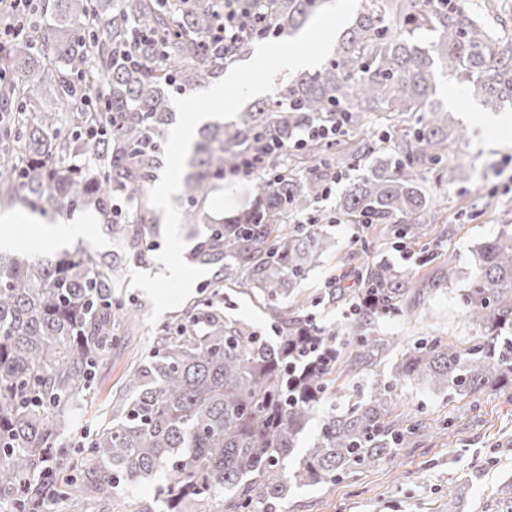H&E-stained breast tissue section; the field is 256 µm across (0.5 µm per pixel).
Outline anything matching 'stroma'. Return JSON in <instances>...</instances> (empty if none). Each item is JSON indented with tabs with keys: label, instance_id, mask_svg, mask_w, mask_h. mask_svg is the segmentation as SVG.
I'll use <instances>...</instances> for the list:
<instances>
[{
	"label": "stroma",
	"instance_id": "35a3bbf8",
	"mask_svg": "<svg viewBox=\"0 0 512 512\" xmlns=\"http://www.w3.org/2000/svg\"><path fill=\"white\" fill-rule=\"evenodd\" d=\"M461 91L462 107L454 111L466 139L449 144L448 163L456 168L452 183L428 177L425 186L438 203L440 218L426 235L411 243L412 257L398 250L389 226L365 227L337 219V207L347 187L360 178L359 168L346 164L343 178L333 184L329 196L315 200L318 213L328 215L324 227L336 242L335 252L321 258L307 278L287 299L291 307L312 313L319 323L343 332L353 302L351 292L339 299L331 294L346 270L372 259H386L405 271L412 284L422 285L441 273L429 252L453 256L460 270L454 288L425 295L406 312L383 318L379 331L410 343L424 336H442L467 346L476 334L457 301L473 267L472 250L484 240L512 231V126L482 138L479 127L487 109L470 91L460 90L454 77L438 72L436 98L447 102L453 91ZM360 244H353V237ZM128 306L138 309V333L127 346L117 347L104 359L94 396L80 410L63 445L75 446L85 432L93 430L100 413L119 390L130 370L135 352L147 350L153 330L147 324L151 304L139 289L124 286ZM226 316L251 324L268 333V308L251 293L232 288L219 293ZM398 351H389L376 367L356 375H339L338 391L319 407L299 446L315 441L320 420L332 409H344L350 399L367 391L372 380L387 378ZM399 412L415 417L435 431L433 440L420 448H405L366 469L347 472L336 482L290 491L279 512H448V493L457 491L460 512H512V503L498 488L512 480V402L491 389L470 398L455 399L411 383L399 393Z\"/></svg>",
	"mask_w": 512,
	"mask_h": 512
}]
</instances>
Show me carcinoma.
<instances>
[{"mask_svg":"<svg viewBox=\"0 0 512 512\" xmlns=\"http://www.w3.org/2000/svg\"><path fill=\"white\" fill-rule=\"evenodd\" d=\"M325 0H37V28L17 18L18 35L0 51V202L43 213L93 208L118 246L48 256L0 254V512H278L293 487L336 481L373 466L426 435L396 412L413 381L450 397L512 389V232L476 245L475 270L458 301L479 335L466 347L441 336L403 349L393 375L322 421L312 447L295 449L314 412L330 398L337 371L378 364L401 340L381 337L385 316L454 279L453 260L429 288L414 289L387 262L349 275L357 289L347 339L280 299L330 251L331 239L288 218L308 211L339 164L336 141L308 137L319 126L356 127L371 114L417 115L384 147L364 142L354 165L368 174L341 198L351 224H390L418 234L433 198L423 173L455 180L448 142L464 140L436 104V73L447 70L489 110L512 105V39L496 36L468 0H365L315 71L231 124L199 131L184 179L188 225L202 224L191 261L217 267L213 295L158 326L66 467L53 466L72 411L93 394L119 320L120 267L144 262L163 215L148 191L164 165L171 95L200 89L268 37L295 35ZM243 27L224 40V9ZM307 149L306 173L282 160ZM260 157V208L230 224L207 202L239 155ZM245 288L270 309L274 336L228 320L220 288ZM164 476L152 498L117 499V488Z\"/></svg>","mask_w":512,"mask_h":512,"instance_id":"obj_1","label":"carcinoma"}]
</instances>
